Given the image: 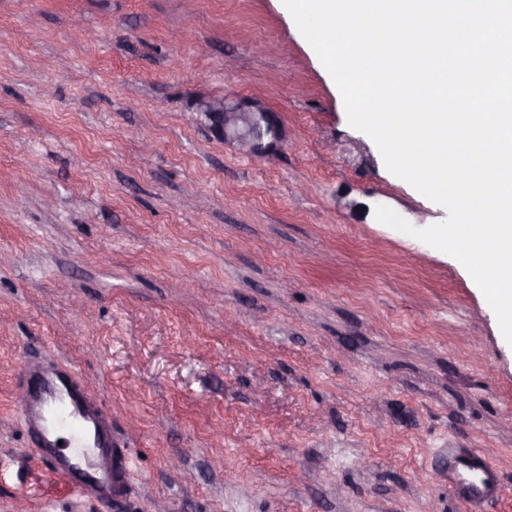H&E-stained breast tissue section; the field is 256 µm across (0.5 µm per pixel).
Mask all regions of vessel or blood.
Wrapping results in <instances>:
<instances>
[{
	"label": "vessel or blood",
	"mask_w": 512,
	"mask_h": 512,
	"mask_svg": "<svg viewBox=\"0 0 512 512\" xmlns=\"http://www.w3.org/2000/svg\"><path fill=\"white\" fill-rule=\"evenodd\" d=\"M23 382L19 413L42 463L67 479L73 468H83L88 478L77 486L81 496L107 503L122 500L126 489L122 471L114 467L112 419L101 401L66 371L28 369ZM500 489L488 457L449 449L448 492L464 512L494 499Z\"/></svg>",
	"instance_id": "b4317fda"
}]
</instances>
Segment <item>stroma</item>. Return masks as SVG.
<instances>
[{
	"label": "stroma",
	"instance_id": "obj_1",
	"mask_svg": "<svg viewBox=\"0 0 512 512\" xmlns=\"http://www.w3.org/2000/svg\"><path fill=\"white\" fill-rule=\"evenodd\" d=\"M263 97L267 156L200 106ZM283 0H0V512H512V345ZM99 394L112 508L37 458L27 361ZM501 489L493 463L482 453L448 449V493L464 511L494 499Z\"/></svg>",
	"mask_w": 512,
	"mask_h": 512
}]
</instances>
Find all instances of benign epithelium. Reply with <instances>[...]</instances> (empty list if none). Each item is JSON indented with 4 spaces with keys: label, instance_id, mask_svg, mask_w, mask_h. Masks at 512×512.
<instances>
[{
    "label": "benign epithelium",
    "instance_id": "1",
    "mask_svg": "<svg viewBox=\"0 0 512 512\" xmlns=\"http://www.w3.org/2000/svg\"><path fill=\"white\" fill-rule=\"evenodd\" d=\"M203 112L216 136L245 154L269 153L284 141L279 117L259 99L210 100Z\"/></svg>",
    "mask_w": 512,
    "mask_h": 512
}]
</instances>
